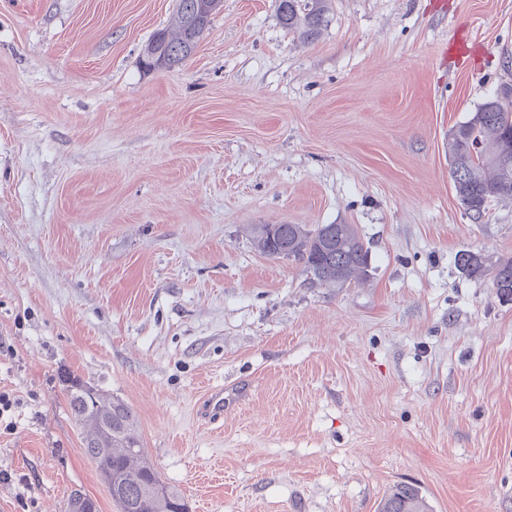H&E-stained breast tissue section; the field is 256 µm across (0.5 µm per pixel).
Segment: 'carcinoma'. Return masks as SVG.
<instances>
[{
	"label": "carcinoma",
	"mask_w": 512,
	"mask_h": 512,
	"mask_svg": "<svg viewBox=\"0 0 512 512\" xmlns=\"http://www.w3.org/2000/svg\"><path fill=\"white\" fill-rule=\"evenodd\" d=\"M276 10L284 27L311 42L326 25L330 6L329 0H276ZM210 23L209 18L195 22L190 0H179L174 23L153 35L141 65L150 71L158 69L161 59L168 69L183 63ZM448 159L450 167L460 171L452 178L455 196L473 222L482 221L492 202L512 199V193H498L503 182L512 184L511 87L501 89L449 131ZM278 230L288 241V252L321 284L334 285L359 276V268L369 258L354 224H281ZM456 263L470 276L492 274L497 291L512 297L511 256L475 258L468 251L458 254ZM64 381L71 414L86 431V454L97 460L100 473H112V499L121 512H186L182 497L164 484L141 448L132 410L118 399L89 398L88 385L75 375H64ZM68 512H96V505L76 490ZM378 512H430V508L417 489L400 485L392 489Z\"/></svg>",
	"instance_id": "1"
}]
</instances>
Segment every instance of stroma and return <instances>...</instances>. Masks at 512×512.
<instances>
[{
    "mask_svg": "<svg viewBox=\"0 0 512 512\" xmlns=\"http://www.w3.org/2000/svg\"><path fill=\"white\" fill-rule=\"evenodd\" d=\"M176 7L0 0V512H119L66 372L188 512H512V301L455 262L512 256V200L472 223L447 148L512 87V0H332L311 43L224 0L145 71ZM256 224L357 225L369 276L319 284ZM196 0H179L174 23L171 27L157 31L146 45L140 63L146 70H158V61L164 58L165 67L171 69L182 64L194 52L197 43L210 26L215 11H223V0H199L197 10L214 13L210 18L202 19L195 25L190 4ZM431 511L419 491L408 485L396 486L384 499L378 512H429Z\"/></svg>",
    "mask_w": 512,
    "mask_h": 512,
    "instance_id": "1",
    "label": "stroma"
}]
</instances>
